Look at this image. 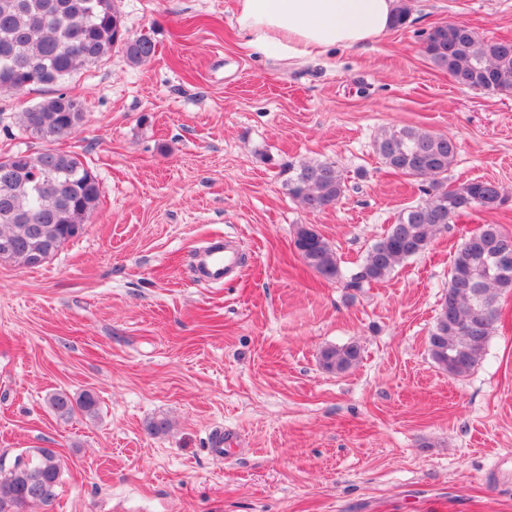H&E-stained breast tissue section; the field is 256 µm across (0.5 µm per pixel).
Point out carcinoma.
<instances>
[{
    "label": "carcinoma",
    "mask_w": 512,
    "mask_h": 512,
    "mask_svg": "<svg viewBox=\"0 0 512 512\" xmlns=\"http://www.w3.org/2000/svg\"><path fill=\"white\" fill-rule=\"evenodd\" d=\"M424 52L460 86L512 92V41L471 36L460 40L459 23L436 26L423 34ZM120 50L132 64L149 60L156 50L148 35L124 32L115 0H0V93H20L31 86H57L73 73L101 63ZM82 103L65 92L20 113L21 129L47 144L67 137L84 120ZM376 151L393 173L431 179L423 203L403 210L377 240L358 270L343 279L326 239L305 224L294 244L305 264L346 288L384 281L396 264L426 252L448 224L476 211H494L507 202L500 187L474 179L458 187L444 182L455 160L457 141L446 135L403 127L384 131ZM0 168L13 179L0 183V254L4 260L33 268V256L50 259L79 237L97 208L101 191L88 163L75 152L45 148L0 154ZM288 194L309 211L335 205L346 190L345 178L332 161L288 166ZM512 290V234L499 224H482L455 251L448 288L441 298L428 337L433 361L452 376L468 374L482 359L499 319L501 295ZM360 346L351 342L322 350L320 364L331 373L355 365ZM61 418L93 416L97 401L85 392L65 391L48 398ZM66 462L51 448L20 455L8 471L0 470V512H29L57 496Z\"/></svg>",
    "instance_id": "carcinoma-1"
}]
</instances>
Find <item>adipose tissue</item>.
I'll return each mask as SVG.
<instances>
[{
    "label": "adipose tissue",
    "instance_id": "adipose-tissue-1",
    "mask_svg": "<svg viewBox=\"0 0 512 512\" xmlns=\"http://www.w3.org/2000/svg\"><path fill=\"white\" fill-rule=\"evenodd\" d=\"M237 24L248 47L285 62L314 58L383 35L397 0H237Z\"/></svg>",
    "mask_w": 512,
    "mask_h": 512
}]
</instances>
